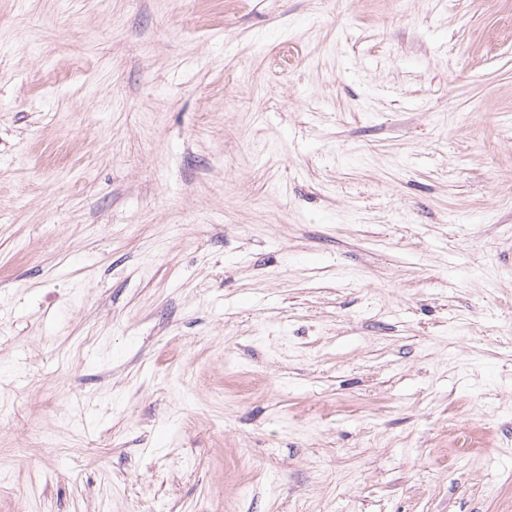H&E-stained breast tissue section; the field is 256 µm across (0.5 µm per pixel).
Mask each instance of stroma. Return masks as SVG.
Masks as SVG:
<instances>
[{"label":"stroma","instance_id":"stroma-1","mask_svg":"<svg viewBox=\"0 0 512 512\" xmlns=\"http://www.w3.org/2000/svg\"><path fill=\"white\" fill-rule=\"evenodd\" d=\"M0 512H512V0H0Z\"/></svg>","mask_w":512,"mask_h":512}]
</instances>
